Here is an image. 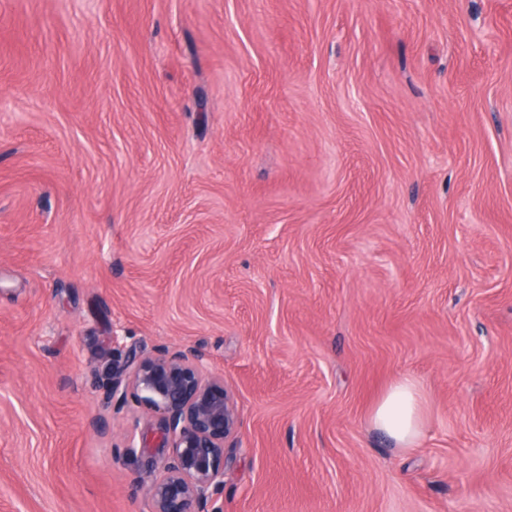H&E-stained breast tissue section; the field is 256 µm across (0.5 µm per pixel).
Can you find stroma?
<instances>
[{
    "mask_svg": "<svg viewBox=\"0 0 512 512\" xmlns=\"http://www.w3.org/2000/svg\"><path fill=\"white\" fill-rule=\"evenodd\" d=\"M116 335L223 377L213 512H512V0H0V512H150ZM425 406L420 381L410 375H401L373 405L370 422L375 429L389 435L399 448H415L425 433Z\"/></svg>",
    "mask_w": 512,
    "mask_h": 512,
    "instance_id": "obj_1",
    "label": "stroma"
}]
</instances>
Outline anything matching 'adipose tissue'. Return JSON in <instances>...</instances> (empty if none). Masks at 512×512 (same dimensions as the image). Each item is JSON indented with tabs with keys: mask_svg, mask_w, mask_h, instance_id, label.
I'll return each mask as SVG.
<instances>
[{
	"mask_svg": "<svg viewBox=\"0 0 512 512\" xmlns=\"http://www.w3.org/2000/svg\"><path fill=\"white\" fill-rule=\"evenodd\" d=\"M426 400L418 379L403 375L380 395L370 412L375 429L389 435L399 448L416 447L426 428Z\"/></svg>",
	"mask_w": 512,
	"mask_h": 512,
	"instance_id": "ef3b65f1",
	"label": "adipose tissue"
}]
</instances>
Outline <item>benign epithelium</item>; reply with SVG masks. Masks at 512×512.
<instances>
[{"instance_id": "7a95c632", "label": "benign epithelium", "mask_w": 512, "mask_h": 512, "mask_svg": "<svg viewBox=\"0 0 512 512\" xmlns=\"http://www.w3.org/2000/svg\"><path fill=\"white\" fill-rule=\"evenodd\" d=\"M112 396L158 416L156 442L129 445L154 451L147 493L152 512H211L224 485V442L237 428L236 407L224 381L205 368L203 356L167 347L153 356L129 350L106 366Z\"/></svg>"}]
</instances>
